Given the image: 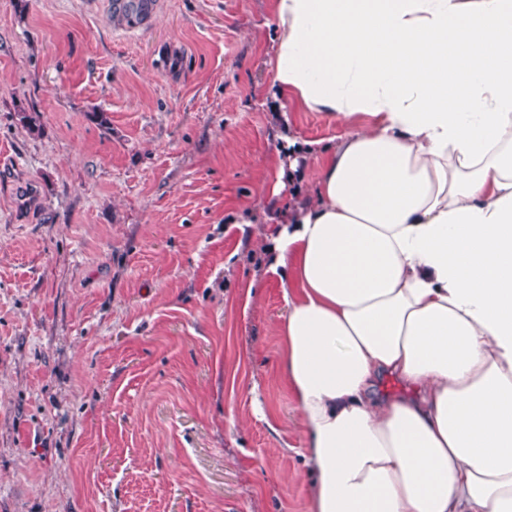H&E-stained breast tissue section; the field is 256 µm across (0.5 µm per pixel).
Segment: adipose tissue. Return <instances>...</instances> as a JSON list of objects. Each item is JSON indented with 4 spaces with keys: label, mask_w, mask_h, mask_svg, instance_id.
<instances>
[{
    "label": "adipose tissue",
    "mask_w": 512,
    "mask_h": 512,
    "mask_svg": "<svg viewBox=\"0 0 512 512\" xmlns=\"http://www.w3.org/2000/svg\"><path fill=\"white\" fill-rule=\"evenodd\" d=\"M272 83L339 120L266 192L307 512H512V0H273ZM392 372L415 397H376Z\"/></svg>",
    "instance_id": "obj_1"
}]
</instances>
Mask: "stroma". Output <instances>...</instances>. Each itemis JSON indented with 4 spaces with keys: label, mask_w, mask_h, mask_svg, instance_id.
Wrapping results in <instances>:
<instances>
[{
    "label": "stroma",
    "mask_w": 512,
    "mask_h": 512,
    "mask_svg": "<svg viewBox=\"0 0 512 512\" xmlns=\"http://www.w3.org/2000/svg\"><path fill=\"white\" fill-rule=\"evenodd\" d=\"M158 2L0 0V512H306L251 217L373 119L273 111V0ZM147 1L151 0H113L112 17L126 22L132 17H143L148 10Z\"/></svg>",
    "instance_id": "stroma-1"
}]
</instances>
